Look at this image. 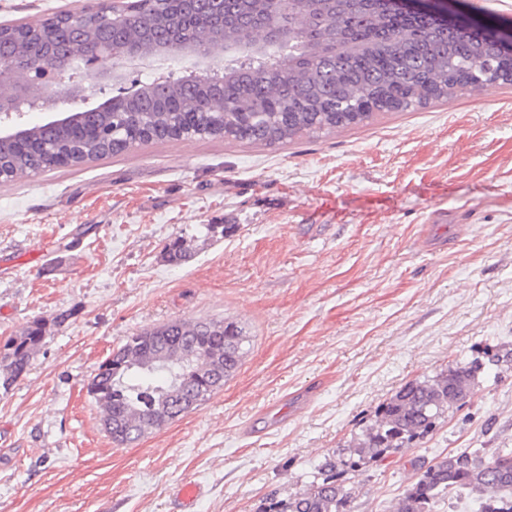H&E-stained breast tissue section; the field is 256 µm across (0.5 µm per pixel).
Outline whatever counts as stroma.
<instances>
[{
	"instance_id": "35a3bbf8",
	"label": "stroma",
	"mask_w": 512,
	"mask_h": 512,
	"mask_svg": "<svg viewBox=\"0 0 512 512\" xmlns=\"http://www.w3.org/2000/svg\"><path fill=\"white\" fill-rule=\"evenodd\" d=\"M90 2L0 0V23ZM83 87L24 124L104 102ZM177 237L191 256L175 263ZM35 320L46 338L0 391V512H252L309 484L406 382L512 348V86L280 148L168 140L2 183L0 343ZM196 321L238 325L241 365L115 446L88 394L99 365L127 337ZM498 448H512L505 362L357 476L350 512H393L442 457ZM186 481L201 486L188 511Z\"/></svg>"
}]
</instances>
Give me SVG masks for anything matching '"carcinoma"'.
Wrapping results in <instances>:
<instances>
[{"mask_svg": "<svg viewBox=\"0 0 512 512\" xmlns=\"http://www.w3.org/2000/svg\"><path fill=\"white\" fill-rule=\"evenodd\" d=\"M272 11L270 0H129L93 34L67 15L50 18L51 44L60 55L93 41L176 53L186 31L205 46L254 37ZM276 14L295 29L288 53L244 54L220 75L173 88L139 84L110 112H71L0 138L3 182L44 169L50 155L78 165L179 139L196 128L205 105L220 100L231 111L210 113L203 137L283 146L305 134L364 125L380 114L415 111L488 80L512 84V52L450 34L431 19L409 18L385 0H284ZM20 44L31 56L45 46L22 25L0 27V48ZM164 250L175 262L190 254L181 237ZM45 332L36 321L0 345L1 387L26 371ZM245 341L237 325L215 321L175 322L127 337L88 388L112 443L135 442L209 399L237 370ZM484 367L475 357L406 383L376 407L360 435L324 457L312 482L284 497L261 498L253 512H349L351 478L432 433L468 397ZM453 490L474 495L481 512H512V449L489 458L477 451L441 458L406 490L394 512H433Z\"/></svg>", "mask_w": 512, "mask_h": 512, "instance_id": "1", "label": "carcinoma"}]
</instances>
